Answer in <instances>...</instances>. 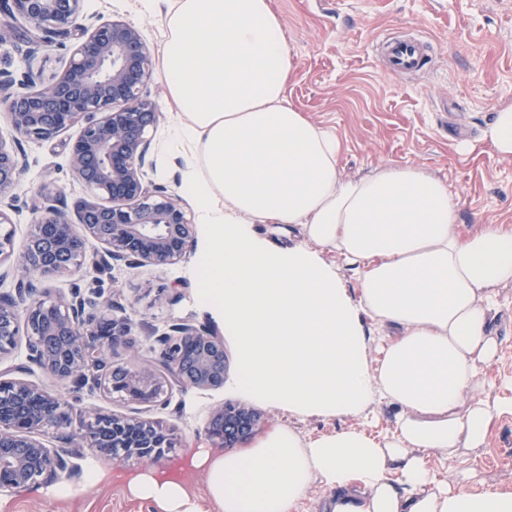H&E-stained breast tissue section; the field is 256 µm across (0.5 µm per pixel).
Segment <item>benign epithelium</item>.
Listing matches in <instances>:
<instances>
[{"label":"benign epithelium","mask_w":512,"mask_h":512,"mask_svg":"<svg viewBox=\"0 0 512 512\" xmlns=\"http://www.w3.org/2000/svg\"><path fill=\"white\" fill-rule=\"evenodd\" d=\"M83 0H0V43L17 33L22 20L31 48L27 61L72 39L69 62L51 82L33 89L25 82L0 80V106L12 142L0 136V201L8 196L24 165L14 148L22 139L50 141L74 125L69 168L88 190L71 220L46 202L33 212L24 249H11L8 207L0 204V263L11 261L21 272L22 303L0 297V356L15 348L25 333L30 361L60 384L118 394L148 406L162 402L176 383L198 389L224 386V340L205 327L186 322L176 335L162 339L153 363L112 364L106 348L129 346L132 323L107 311L85 312L86 300H51L39 284L93 260L133 258L163 267L186 255L192 242L185 211L147 180V129L158 116L141 90L150 78L151 58L133 25L82 13ZM192 342L197 350L184 354ZM260 415L225 405L210 420L211 434L232 446L248 440ZM49 429L63 431V447L41 439ZM172 448L170 434L139 416L96 414L72 426L71 406L24 378H0V491L20 492L49 483L63 472L75 474L70 460L91 454L116 461L153 463Z\"/></svg>","instance_id":"benign-epithelium-1"}]
</instances>
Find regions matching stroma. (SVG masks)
Wrapping results in <instances>:
<instances>
[{
	"label": "stroma",
	"instance_id": "35a3bbf8",
	"mask_svg": "<svg viewBox=\"0 0 512 512\" xmlns=\"http://www.w3.org/2000/svg\"><path fill=\"white\" fill-rule=\"evenodd\" d=\"M280 16L293 59L287 101L315 124L337 135L344 144L341 168L355 177L389 163L421 166L446 180L457 204L463 229L485 224L512 225V157H502L482 139L495 112L512 106V0H271ZM88 14L119 20L140 29L152 56L164 41L157 15L142 0H84ZM422 31L435 47V69L407 81L382 71L375 42L384 33ZM155 103L159 121L147 136V177L179 199L195 220L193 246L177 263L166 267L118 260L103 268L84 264L46 284L51 298L79 292L111 314L133 324L131 340L138 357L153 361L160 340L174 325L190 321L215 332L224 325L198 298L200 256L211 248V230L197 223L193 203L179 192L186 170V149L175 143L178 116L167 101L160 70L142 90ZM69 133L51 141L22 140L25 156L10 196L14 247L22 249L31 230L32 211L45 195L61 199L65 212L87 198L84 185L69 172ZM491 333L503 342L498 358L485 370L491 396L512 402V286L498 289ZM224 386L202 390L172 386L166 404L146 407L110 398L96 390L58 385L29 362L25 340L0 356V371L27 367V380L57 394L75 412L97 409L108 414H142L170 429L174 446L156 468L173 474L187 467L201 448L222 451L221 440L208 432L211 415L226 404L249 405L236 389L238 361L232 341H225ZM259 431L277 421H292L301 432L315 435L360 425L379 434L392 429L396 408L374 405L357 419H289L278 409L258 406ZM429 467L438 476L453 474L471 491L512 492V411L493 424L480 448L459 449L455 463L443 452H431ZM74 494L64 500L45 496L43 486L13 494L0 493V512H158L148 501L128 495L122 484L89 488L81 474L61 476Z\"/></svg>",
	"mask_w": 512,
	"mask_h": 512
}]
</instances>
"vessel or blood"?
I'll return each instance as SVG.
<instances>
[{
    "mask_svg": "<svg viewBox=\"0 0 512 512\" xmlns=\"http://www.w3.org/2000/svg\"><path fill=\"white\" fill-rule=\"evenodd\" d=\"M434 47L421 31L401 35L388 34L378 42V62L381 69L401 78H420L432 70Z\"/></svg>",
    "mask_w": 512,
    "mask_h": 512,
    "instance_id": "obj_1",
    "label": "vessel or blood"
}]
</instances>
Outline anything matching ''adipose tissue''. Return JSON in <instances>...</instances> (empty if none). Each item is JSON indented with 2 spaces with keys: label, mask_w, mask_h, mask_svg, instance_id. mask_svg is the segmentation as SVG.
I'll return each instance as SVG.
<instances>
[{
  "label": "adipose tissue",
  "mask_w": 512,
  "mask_h": 512,
  "mask_svg": "<svg viewBox=\"0 0 512 512\" xmlns=\"http://www.w3.org/2000/svg\"><path fill=\"white\" fill-rule=\"evenodd\" d=\"M159 2L143 0L159 13L167 101L192 152L181 191L213 235L199 298L236 346L238 390L291 417H359L380 400L398 410L381 438L276 422L248 447L197 454L216 512H298L318 485L331 512H512L511 492L469 491L425 462L484 446L504 410L482 374L501 347L490 313L512 284V225L460 233L447 181L420 166L344 177L340 138L286 100L293 62L270 0ZM253 218L305 242L272 250ZM369 319L395 330L376 352ZM127 487L161 512H202L183 479L147 469Z\"/></svg>",
  "instance_id": "1"
}]
</instances>
